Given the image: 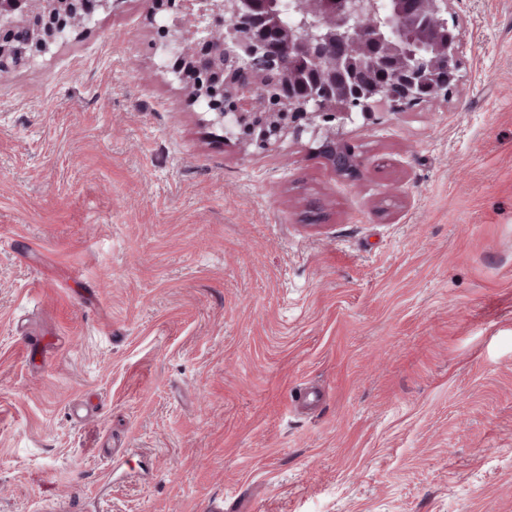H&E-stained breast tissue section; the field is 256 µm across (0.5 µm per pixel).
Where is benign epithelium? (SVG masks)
Returning <instances> with one entry per match:
<instances>
[{
  "label": "benign epithelium",
  "instance_id": "1",
  "mask_svg": "<svg viewBox=\"0 0 512 512\" xmlns=\"http://www.w3.org/2000/svg\"><path fill=\"white\" fill-rule=\"evenodd\" d=\"M125 0H0V78L27 68L36 57ZM457 0H148L150 22L163 36L164 53L183 62L173 70L187 101L244 146L277 148L287 140L330 139L328 121L376 111L392 113L426 101L447 100L464 67V21ZM297 17L288 51L321 72L323 90L305 99L278 97L284 111H268L260 88L287 60L249 41L237 22L272 23ZM243 77L228 88L224 76ZM235 107L224 108V91ZM328 160L339 175L360 165L354 151L332 147Z\"/></svg>",
  "mask_w": 512,
  "mask_h": 512
}]
</instances>
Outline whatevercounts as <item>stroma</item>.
Instances as JSON below:
<instances>
[{"label": "stroma", "instance_id": "stroma-1", "mask_svg": "<svg viewBox=\"0 0 512 512\" xmlns=\"http://www.w3.org/2000/svg\"><path fill=\"white\" fill-rule=\"evenodd\" d=\"M456 8L350 176L224 140L145 0L0 81V512H512V0Z\"/></svg>", "mask_w": 512, "mask_h": 512}]
</instances>
